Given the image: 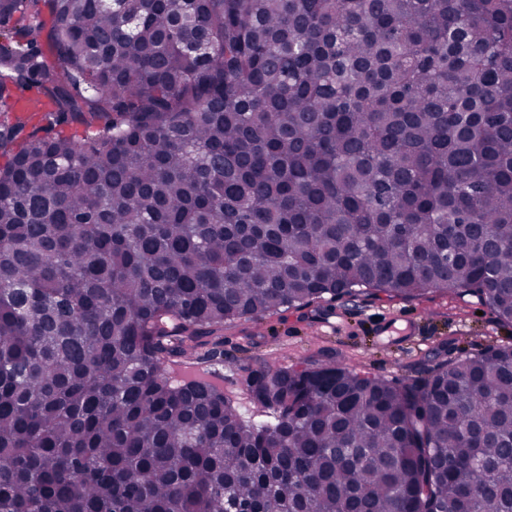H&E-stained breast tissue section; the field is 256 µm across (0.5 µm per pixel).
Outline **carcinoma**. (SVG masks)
<instances>
[{"label":"carcinoma","mask_w":512,"mask_h":512,"mask_svg":"<svg viewBox=\"0 0 512 512\" xmlns=\"http://www.w3.org/2000/svg\"><path fill=\"white\" fill-rule=\"evenodd\" d=\"M0 31V512H512V346L261 365L259 424L169 371L342 297L512 323V0H0Z\"/></svg>","instance_id":"cac0c4a2"}]
</instances>
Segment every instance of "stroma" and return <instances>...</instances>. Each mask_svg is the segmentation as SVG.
Wrapping results in <instances>:
<instances>
[{"label":"stroma","instance_id":"obj_1","mask_svg":"<svg viewBox=\"0 0 512 512\" xmlns=\"http://www.w3.org/2000/svg\"><path fill=\"white\" fill-rule=\"evenodd\" d=\"M220 356L203 363L224 376V394L246 419L267 420L246 379L261 363L302 364L326 356L368 377L405 383L431 362L490 345H512V323L477 299L363 297L226 323Z\"/></svg>","mask_w":512,"mask_h":512}]
</instances>
